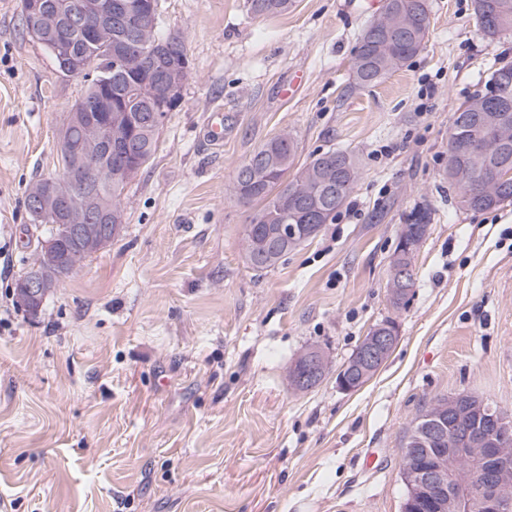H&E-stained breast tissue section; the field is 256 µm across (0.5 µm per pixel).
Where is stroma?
Segmentation results:
<instances>
[{
	"mask_svg": "<svg viewBox=\"0 0 512 512\" xmlns=\"http://www.w3.org/2000/svg\"><path fill=\"white\" fill-rule=\"evenodd\" d=\"M421 51L353 86L366 0H294L255 19L245 0H160L189 75L154 157L130 182L112 243L64 277L38 315L17 303L38 232L27 186L61 170L59 136L85 90L0 0V512H401L411 421L471 393L512 416V203L456 206L453 112L512 62L472 0H429ZM224 115L223 141L204 132ZM290 132L298 161L336 149L360 175L318 235L254 270L238 166ZM427 218L415 286L393 308L404 225ZM395 320L383 366L345 392L336 373ZM322 350L312 389L292 362Z\"/></svg>",
	"mask_w": 512,
	"mask_h": 512,
	"instance_id": "1",
	"label": "stroma"
}]
</instances>
